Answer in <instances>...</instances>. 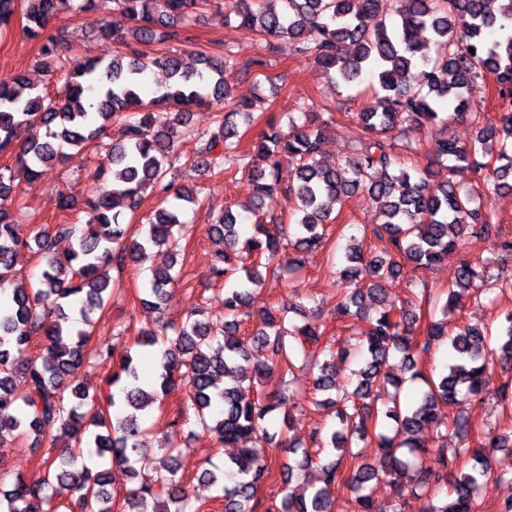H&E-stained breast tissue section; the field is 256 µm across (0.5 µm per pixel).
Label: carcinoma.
Segmentation results:
<instances>
[{
    "mask_svg": "<svg viewBox=\"0 0 512 512\" xmlns=\"http://www.w3.org/2000/svg\"><path fill=\"white\" fill-rule=\"evenodd\" d=\"M23 34L40 42V65L57 86L53 96L31 91L24 79L0 85V156L14 165L0 172V443L14 431L42 439L59 428L64 448L48 457L43 475L28 478L18 472L10 487L0 476V512H28L27 504L48 489L69 499L80 512H112L110 469L127 468L137 484L129 491L130 512H200L184 488L185 473L168 448L170 461L152 466L142 417L162 409L163 399L183 382L187 400L181 413L193 414L217 444L236 448L223 466L194 475L198 483L223 492L224 512H257V492L275 476L266 447L288 446L276 441L290 426L287 400L279 390L267 392L272 377L279 382L295 373V351L318 370L312 406L336 409L335 429L327 436L316 431L302 457L284 463L293 477L313 463L310 449L333 448L337 458L319 467L320 486L310 494L285 495L280 512H336L335 492L353 493L350 512H377L368 483L386 476L392 500L382 512H404L410 496L426 500L423 512H481L480 480L492 470L486 447L506 448L512 428L495 431L473 447L468 443L467 418L459 414L439 419L440 408L458 398L476 399L485 392L486 373L495 361L512 363V309L501 313L498 345L487 347V335L459 326L448 335L450 361L436 379H427L420 358L431 339L445 335L428 325V339L414 336L420 316L397 306L385 295L383 282L405 267L428 269L457 250L470 234L496 226L490 209L476 206L475 189L462 190L453 180L459 168L483 173L484 192L512 191V110L496 122L478 110V79L491 76L498 95L512 100V0H239V26L262 36L287 41L294 51L314 59L338 85H350L368 73L374 93L356 113L366 138L352 157L335 165L317 159L327 121L322 114L303 110L288 115L287 129L270 124L255 146L256 162L248 169L254 188L251 208H263L278 194L291 205L294 248L308 255L322 251L327 226L335 221L347 198L363 191L379 210L381 222L371 232L383 248L368 256L350 247L340 274L349 282L336 299V321L288 322L284 306L266 308L251 336H239L250 303L266 281L262 269L276 261L288 242L290 225H277L271 234L261 226L243 239L239 215L227 208L214 219L213 230L224 248L216 251L213 277L234 280L224 292V325L186 318L179 326L162 324L142 329L133 347L120 357L112 384L118 386L111 404L131 413L108 426L96 398L78 382L79 373L93 361L112 356L105 344H90V308L100 307L114 291L108 267L119 270L136 255L155 248L161 265L146 277L141 303L161 309L179 276V240L187 232L183 216L198 204L193 190L173 188L168 180L182 148L195 141L194 166L205 172H225L238 164L241 135L235 117L250 123L263 98L239 100L230 112L216 113L215 125L202 133L189 128L190 108L222 104L232 96L226 73L262 64L241 59L229 50L200 54L196 66H183L179 54L147 56L132 49L116 54L110 44L178 42L179 25L205 0H23ZM123 13L127 31L104 25L101 53L81 60L61 57V37L51 31L61 13L97 11ZM158 68L170 78L164 92L143 99V78ZM453 120L471 123L475 137L468 144L447 136L436 144L439 158L448 161V175L430 184L427 174L406 166L405 156L419 146L401 142L406 126ZM27 126L32 134L16 144L14 129ZM117 127L115 141L105 148L112 165V187L101 189L82 203L83 224H28L15 219L10 203L32 209L27 197H17L19 181L31 185L43 169L64 164L89 142H102ZM152 190L163 206L145 217L139 232L131 230L122 210L135 212L144 192ZM59 238L76 240L65 253L54 250ZM37 247L43 269L37 286L16 278L15 258L22 249ZM499 286L512 289V276L489 270L464 258L447 294L451 306L460 290ZM78 299L81 324L66 325L62 300ZM357 318L353 331L349 320ZM348 339H342L344 333ZM40 336L49 358L31 354ZM258 343L268 359L252 369L242 365L248 349ZM150 348L156 366L152 390L143 387L137 359ZM399 355L409 380H424L426 389L409 405L401 403L404 379L384 372L389 358ZM355 361L356 386L334 395L336 363ZM254 374L256 398L244 396L242 384ZM391 386L388 403L371 410L365 400L374 389ZM280 421L279 432L268 426ZM432 424L452 428L462 447L448 449V433L439 432L436 446L427 448L422 430ZM375 441L378 455L359 462L357 448Z\"/></svg>",
    "mask_w": 512,
    "mask_h": 512,
    "instance_id": "carcinoma-1",
    "label": "carcinoma"
}]
</instances>
